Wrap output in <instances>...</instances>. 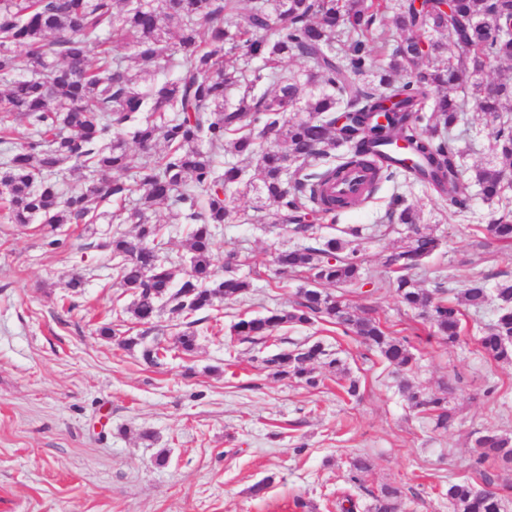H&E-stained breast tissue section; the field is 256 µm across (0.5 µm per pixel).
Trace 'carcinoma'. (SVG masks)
I'll use <instances>...</instances> for the list:
<instances>
[{
  "label": "carcinoma",
  "instance_id": "cac0c4a2",
  "mask_svg": "<svg viewBox=\"0 0 512 512\" xmlns=\"http://www.w3.org/2000/svg\"><path fill=\"white\" fill-rule=\"evenodd\" d=\"M389 9V0H252L243 15L241 0H0V211L12 224L40 218L55 230L87 224L99 205L116 204L112 221L139 227L135 242L117 233L104 244L115 261L116 286L132 293L133 316L143 324L169 300L170 312L188 325L175 346L190 355L198 341L191 316L250 288L235 274L219 275L211 263L213 227L237 216L225 203L227 189L241 186L264 196L275 205L272 223L289 224L307 239L313 234L310 217L334 221L398 173L428 184L459 210L469 206L474 187L488 201L500 199L505 171L486 166L466 174L451 131L473 104L498 123L493 150L512 162V121L504 118L512 113V77L483 79L485 71L512 61L507 32L512 0H451L446 11L437 0H426L419 9L404 0L388 24ZM406 32L409 36L389 49L394 37ZM111 35L121 40L111 42ZM122 43L174 76L142 89L147 78L131 72L116 50ZM450 46L456 54L447 57ZM376 53L387 62L374 65ZM22 54L32 67L30 77L16 74ZM296 58L309 63L301 77L286 74ZM254 59L262 67L252 68ZM353 75L366 79L355 81ZM457 89L462 95H452ZM297 111L307 117L296 118ZM142 112L146 116L136 119ZM338 112L347 116L341 130ZM19 119L29 130L22 142L13 138ZM133 121L141 148L152 150L161 140L165 149L125 178L130 162L120 133ZM259 125L276 132L277 146L260 145L254 134ZM343 144L348 151L329 162ZM222 152L256 159L260 184L233 163L218 172L216 157ZM352 167L372 172L373 189L360 199L333 195L331 186ZM65 169L83 171V182L63 189L59 174ZM160 208L174 223L193 225L190 270L177 285L172 267L159 259L160 228L145 220L147 212ZM382 223L412 229L407 242L383 261L396 273L388 287L400 302L419 311L434 337L452 345L461 334L460 306L497 303L479 346L486 357L512 363V277L475 273L456 302H449L443 298L445 283L419 288L408 276L441 247V238L421 228L401 198L392 200ZM487 230L511 245L512 214L493 219ZM347 235L348 240L324 237L278 253L280 268L306 273L318 287L304 290L291 311L269 309L238 320L230 335L241 344L263 346L288 325L333 324L401 374L398 390L410 408L429 416L436 428L448 429L454 413L447 398L428 394L407 378L416 363L407 340L320 289L379 285L353 246L361 230L351 227ZM125 345L140 348L141 358L152 365L169 353L144 336ZM262 362L274 375L309 387L319 384L315 366H323L348 396L358 393L343 359L319 341ZM475 444L482 449L475 467L489 458L512 466L511 435L490 430ZM368 468L365 457L351 458L350 481L360 482ZM511 490V483L490 492L460 480L448 484L446 496L453 512H502ZM401 500V488L384 485L372 495L369 512H400Z\"/></svg>",
  "mask_w": 512,
  "mask_h": 512
}]
</instances>
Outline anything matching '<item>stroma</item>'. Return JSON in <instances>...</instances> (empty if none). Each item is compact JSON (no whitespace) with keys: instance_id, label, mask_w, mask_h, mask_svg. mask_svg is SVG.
Masks as SVG:
<instances>
[{"instance_id":"35a3bbf8","label":"stroma","mask_w":512,"mask_h":512,"mask_svg":"<svg viewBox=\"0 0 512 512\" xmlns=\"http://www.w3.org/2000/svg\"><path fill=\"white\" fill-rule=\"evenodd\" d=\"M465 118L467 132L456 142L463 167L496 165L493 124L473 108ZM396 196L443 240L414 274L420 287L446 275L456 291L479 271L512 274V245L486 230L502 213L498 203L477 196L457 213L447 198L399 178L336 221L314 220L313 232L359 227L364 266L379 272L408 234L402 224L379 225ZM225 199L239 218L215 229L212 262L223 270L225 256L235 254V271L251 288L198 312L190 355L175 348L180 318L164 307L141 325L132 296L116 288L104 244L117 232L135 237L137 228L113 223L112 205L99 207L90 232L67 224L50 234L0 216V512H340L348 494L366 512L370 491L385 484L401 487V512H452L450 482L467 478L479 489L489 479L512 482V471L496 462L481 474L473 466L481 432L512 434V363L487 359L477 344L495 305L464 309L460 340L448 345L393 289L367 285L347 295L407 338L417 358L413 385L447 397L455 420L435 428L409 408L395 369L332 324L286 327L259 350L232 340L234 322L291 308L311 280L275 264L278 252L303 241L270 223L268 201L232 190ZM148 221L159 226L160 254L182 280L190 225L171 223L163 211ZM106 324L113 335L100 334ZM142 334L169 347L161 365L123 347ZM309 341L345 360L360 384L356 397L338 396L328 370L310 388L273 377L261 363ZM356 454L370 462L358 488L348 472Z\"/></svg>"}]
</instances>
